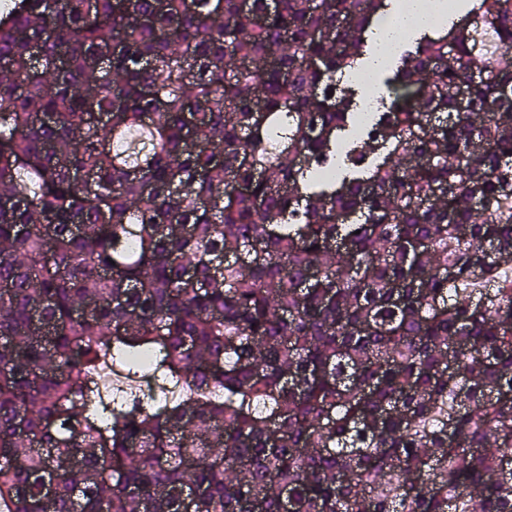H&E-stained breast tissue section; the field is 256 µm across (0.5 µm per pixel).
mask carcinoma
I'll return each instance as SVG.
<instances>
[{
	"label": "carcinoma",
	"mask_w": 512,
	"mask_h": 512,
	"mask_svg": "<svg viewBox=\"0 0 512 512\" xmlns=\"http://www.w3.org/2000/svg\"><path fill=\"white\" fill-rule=\"evenodd\" d=\"M392 4L0 13V512H512V0ZM401 7L382 21L377 33V51L370 64L355 71L351 79L364 91L362 112H372L376 95V75L386 65L403 38L411 32L416 35L430 31L447 16V0H402Z\"/></svg>",
	"instance_id": "carcinoma-1"
}]
</instances>
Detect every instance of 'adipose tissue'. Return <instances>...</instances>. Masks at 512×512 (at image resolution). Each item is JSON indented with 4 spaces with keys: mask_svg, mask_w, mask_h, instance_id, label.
Returning <instances> with one entry per match:
<instances>
[{
    "mask_svg": "<svg viewBox=\"0 0 512 512\" xmlns=\"http://www.w3.org/2000/svg\"><path fill=\"white\" fill-rule=\"evenodd\" d=\"M448 0H401V7L390 14L377 30V51L370 64L355 71L353 82L364 92L361 109L373 111L376 75L386 65L403 38L412 32L424 33L447 16Z\"/></svg>",
    "mask_w": 512,
    "mask_h": 512,
    "instance_id": "obj_1",
    "label": "adipose tissue"
}]
</instances>
